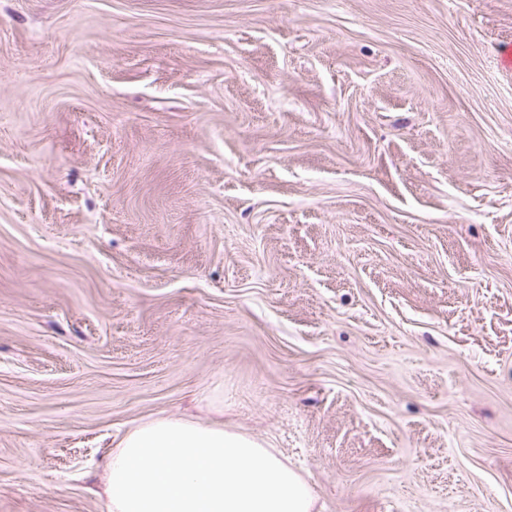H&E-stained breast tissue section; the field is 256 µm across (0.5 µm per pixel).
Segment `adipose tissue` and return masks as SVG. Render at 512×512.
<instances>
[{"label":"adipose tissue","instance_id":"ef3b65f1","mask_svg":"<svg viewBox=\"0 0 512 512\" xmlns=\"http://www.w3.org/2000/svg\"><path fill=\"white\" fill-rule=\"evenodd\" d=\"M101 488L106 512H318L312 485L275 449L190 417L132 426Z\"/></svg>","mask_w":512,"mask_h":512}]
</instances>
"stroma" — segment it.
<instances>
[{
  "label": "stroma",
  "mask_w": 512,
  "mask_h": 512,
  "mask_svg": "<svg viewBox=\"0 0 512 512\" xmlns=\"http://www.w3.org/2000/svg\"><path fill=\"white\" fill-rule=\"evenodd\" d=\"M512 0H0V512L135 423L321 512H512Z\"/></svg>",
  "instance_id": "stroma-1"
}]
</instances>
